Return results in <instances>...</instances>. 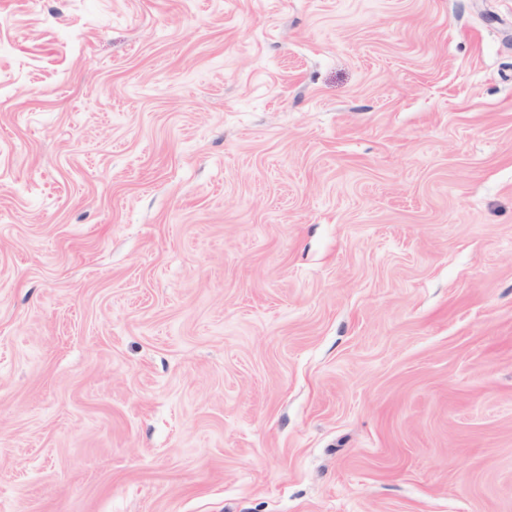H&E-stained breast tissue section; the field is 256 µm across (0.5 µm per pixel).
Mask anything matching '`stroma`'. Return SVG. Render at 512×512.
<instances>
[{
  "label": "stroma",
  "mask_w": 512,
  "mask_h": 512,
  "mask_svg": "<svg viewBox=\"0 0 512 512\" xmlns=\"http://www.w3.org/2000/svg\"><path fill=\"white\" fill-rule=\"evenodd\" d=\"M0 512H512V0H0Z\"/></svg>",
  "instance_id": "stroma-1"
}]
</instances>
